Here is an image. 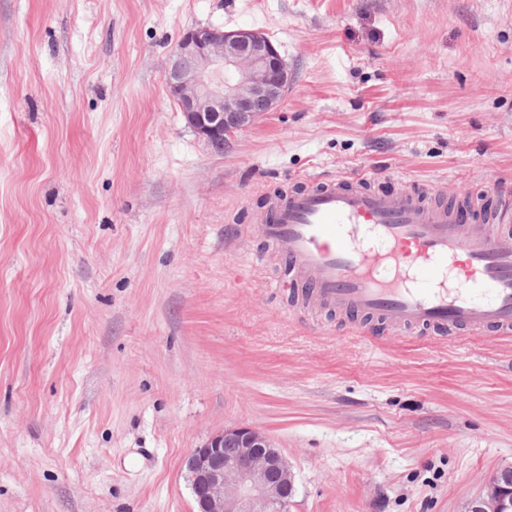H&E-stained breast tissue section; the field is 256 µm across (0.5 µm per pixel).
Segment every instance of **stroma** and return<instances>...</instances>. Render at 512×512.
I'll return each instance as SVG.
<instances>
[{"label":"stroma","mask_w":512,"mask_h":512,"mask_svg":"<svg viewBox=\"0 0 512 512\" xmlns=\"http://www.w3.org/2000/svg\"><path fill=\"white\" fill-rule=\"evenodd\" d=\"M293 73L223 153L163 78L185 30ZM364 171L512 207V0H0V512H197L186 457L257 426L291 512H464L512 464V338L304 313L255 225Z\"/></svg>","instance_id":"1"}]
</instances>
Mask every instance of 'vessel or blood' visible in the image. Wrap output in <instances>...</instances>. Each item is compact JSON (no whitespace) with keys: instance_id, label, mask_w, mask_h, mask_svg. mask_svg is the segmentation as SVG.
<instances>
[{"instance_id":"vessel-or-blood-1","label":"vessel or blood","mask_w":512,"mask_h":512,"mask_svg":"<svg viewBox=\"0 0 512 512\" xmlns=\"http://www.w3.org/2000/svg\"><path fill=\"white\" fill-rule=\"evenodd\" d=\"M304 305L412 334L512 335V213L473 221L361 172L274 198L257 227Z\"/></svg>"}]
</instances>
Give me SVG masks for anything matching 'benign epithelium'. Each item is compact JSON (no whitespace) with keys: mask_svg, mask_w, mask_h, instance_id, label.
I'll return each instance as SVG.
<instances>
[{"mask_svg":"<svg viewBox=\"0 0 512 512\" xmlns=\"http://www.w3.org/2000/svg\"><path fill=\"white\" fill-rule=\"evenodd\" d=\"M293 75L276 44L256 29L198 26L172 46L164 82L186 124L211 151L275 111ZM233 454L224 455V449ZM184 478L199 512H289L295 473L256 427H226L193 449ZM466 512H512V464L496 470Z\"/></svg>","mask_w":512,"mask_h":512,"instance_id":"obj_1","label":"benign epithelium"}]
</instances>
